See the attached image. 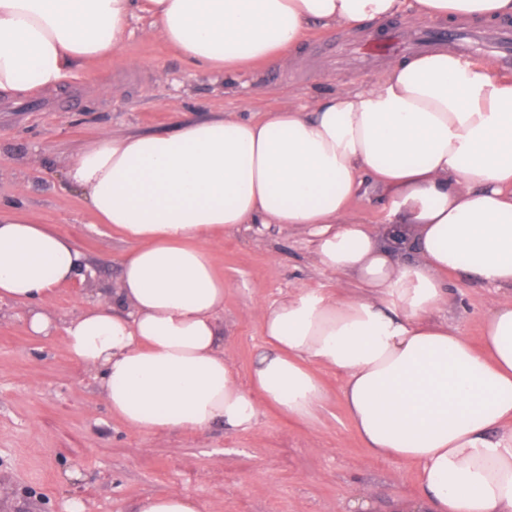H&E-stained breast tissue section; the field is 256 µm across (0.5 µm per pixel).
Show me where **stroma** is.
Here are the masks:
<instances>
[{"instance_id":"stroma-1","label":"stroma","mask_w":512,"mask_h":512,"mask_svg":"<svg viewBox=\"0 0 512 512\" xmlns=\"http://www.w3.org/2000/svg\"><path fill=\"white\" fill-rule=\"evenodd\" d=\"M347 29L316 31L288 67L259 65L215 77L187 71L162 40L142 27L127 36L121 56L90 65L92 80L66 81L59 91L0 94V213L36 216L74 240L97 272L55 295L51 313L65 319L114 287L130 242L100 224L81 191L68 184L70 158L103 135L168 134L177 124L234 112L258 118L287 98L304 103L377 80L343 53ZM224 277V349L241 384L264 346L261 313L296 287L359 291L347 275L313 263L305 236L288 228H243L213 246ZM493 288L456 275L434 319L479 343ZM325 387L311 420L261 410L256 426L227 432L125 428L105 406L92 369L72 358L61 335L33 336L19 308L0 306V512H135L141 499L173 490L201 512H350L369 500L389 512L393 500L414 497L418 471L364 448L342 402L343 377L315 366Z\"/></svg>"}]
</instances>
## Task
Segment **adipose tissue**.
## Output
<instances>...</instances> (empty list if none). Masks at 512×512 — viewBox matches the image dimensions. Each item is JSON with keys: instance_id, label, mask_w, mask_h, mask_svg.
<instances>
[{"instance_id": "obj_1", "label": "adipose tissue", "mask_w": 512, "mask_h": 512, "mask_svg": "<svg viewBox=\"0 0 512 512\" xmlns=\"http://www.w3.org/2000/svg\"><path fill=\"white\" fill-rule=\"evenodd\" d=\"M407 6L437 21L512 17V0H0V93L60 87L118 56L138 21L190 68L221 74L288 66L312 27L357 29ZM66 178L132 244L117 288L57 322L52 297L92 272L84 254L36 217H0V303L23 309L31 335L61 332L126 428L244 431L266 405L309 420L322 365L343 374L364 448L418 468V496L393 512H512V77L491 61L442 49L257 119L103 136ZM369 181L387 199L381 230L351 214ZM271 224L305 234L316 264L361 290L301 287L265 308L244 385L220 343L212 246ZM459 274L500 291L477 346L430 317Z\"/></svg>"}]
</instances>
